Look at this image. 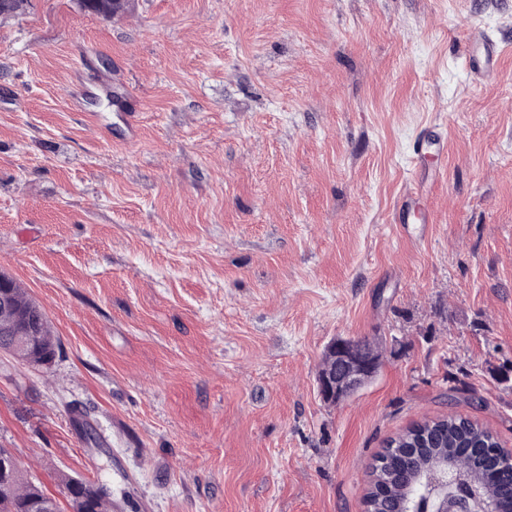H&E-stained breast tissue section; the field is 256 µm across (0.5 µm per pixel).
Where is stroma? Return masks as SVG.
<instances>
[{"label":"stroma","mask_w":512,"mask_h":512,"mask_svg":"<svg viewBox=\"0 0 512 512\" xmlns=\"http://www.w3.org/2000/svg\"><path fill=\"white\" fill-rule=\"evenodd\" d=\"M0 275L60 344L0 355V448L62 512L65 475L112 512H365L387 440L451 413L512 448V0H28ZM338 338L382 358L331 404ZM499 49L496 44L487 43L481 35H476L468 46V65L476 73L494 71L497 66Z\"/></svg>","instance_id":"35a3bbf8"}]
</instances>
